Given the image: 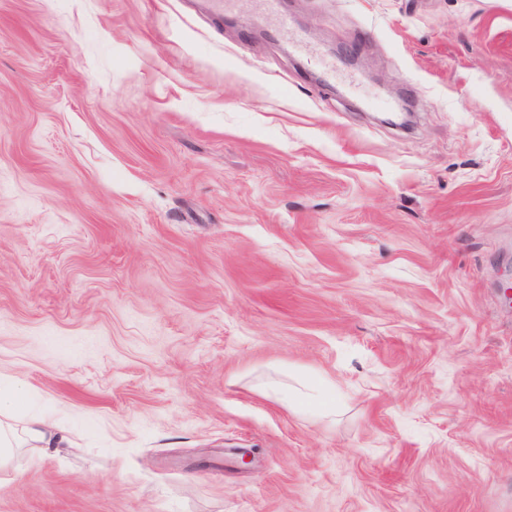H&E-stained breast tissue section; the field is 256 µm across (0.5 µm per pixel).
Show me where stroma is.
Wrapping results in <instances>:
<instances>
[{
  "label": "stroma",
  "mask_w": 512,
  "mask_h": 512,
  "mask_svg": "<svg viewBox=\"0 0 512 512\" xmlns=\"http://www.w3.org/2000/svg\"><path fill=\"white\" fill-rule=\"evenodd\" d=\"M284 8L0 0V512H512V0ZM204 2L211 3V9H215L219 14L224 13V9L230 5L249 3L250 9L271 19L276 31H288L290 26V19L280 10V0H204ZM285 400L300 409L313 412H322L328 404L325 389L321 385L308 382L301 389L289 392ZM50 428L47 419L38 415L24 416L19 430L0 420V468L22 448H60L68 444L66 437L53 434Z\"/></svg>",
  "instance_id": "1"
}]
</instances>
